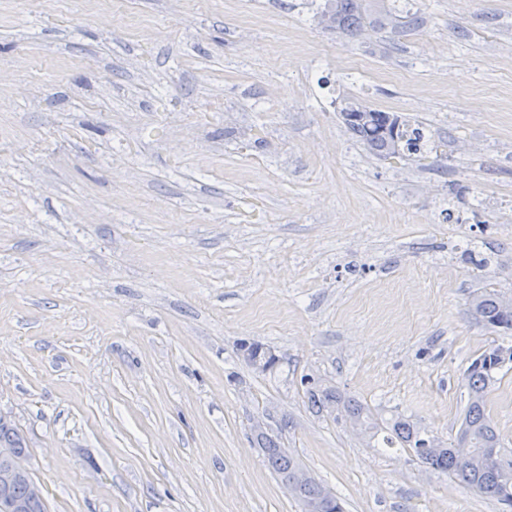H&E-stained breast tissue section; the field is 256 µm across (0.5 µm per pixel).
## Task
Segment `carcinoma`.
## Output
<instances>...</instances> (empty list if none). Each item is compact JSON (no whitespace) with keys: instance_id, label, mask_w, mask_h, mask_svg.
I'll list each match as a JSON object with an SVG mask.
<instances>
[{"instance_id":"carcinoma-1","label":"carcinoma","mask_w":512,"mask_h":512,"mask_svg":"<svg viewBox=\"0 0 512 512\" xmlns=\"http://www.w3.org/2000/svg\"><path fill=\"white\" fill-rule=\"evenodd\" d=\"M331 10L332 20L328 29L355 38L361 34L365 23V9L362 0H326L324 10L319 12L318 23L324 22L326 10ZM344 112L362 111L369 118H357L346 125V131L355 138L371 155L382 157L398 154L383 132V123L389 113L363 104L357 99L349 100L342 108ZM399 137L401 150L419 153L425 145L423 129L407 123L400 124ZM502 294L495 290L475 293L469 308L473 315L493 331L512 330V314L505 315L500 309ZM503 351L501 346H491L478 354L464 373L468 391V405L459 429L443 452L421 455L420 450L433 446L436 439L421 431L409 421L396 417L388 421H378L370 409L355 399H345L338 394L325 391L311 394V402L319 409L330 405L336 407V418L348 419L373 434L386 433L384 443L388 447L400 444L412 452L417 459L432 470L447 472L458 478L469 490L512 506V448L503 446L490 416L486 412V399L491 388L498 382L506 363L496 354ZM264 456L278 479H283L300 466L288 449L272 438L260 435ZM460 441L468 442L473 448V457L462 459L452 451V446ZM0 445L26 450L23 438L10 424L0 418ZM33 479L19 480L11 484L7 496L24 505L25 512H46L43 498L31 494ZM302 496L309 501L321 504L322 512H343L338 499L327 498V487L316 480L304 485Z\"/></svg>"}]
</instances>
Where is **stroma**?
Returning <instances> with one entry per match:
<instances>
[{
	"label": "stroma",
	"instance_id": "obj_1",
	"mask_svg": "<svg viewBox=\"0 0 512 512\" xmlns=\"http://www.w3.org/2000/svg\"><path fill=\"white\" fill-rule=\"evenodd\" d=\"M323 2L0 0V416L47 512H301L258 420L345 512H503L309 393L447 443L512 346L469 310L512 297V0L354 39ZM347 96L427 153L369 154ZM488 409L512 448V370Z\"/></svg>",
	"mask_w": 512,
	"mask_h": 512
}]
</instances>
